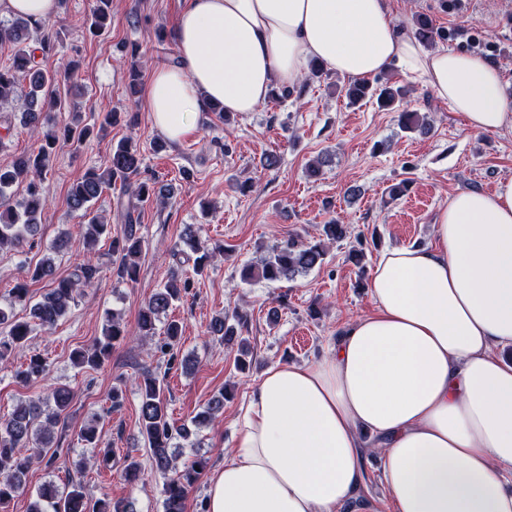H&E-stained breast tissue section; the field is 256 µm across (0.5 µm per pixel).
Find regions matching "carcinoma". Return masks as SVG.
I'll use <instances>...</instances> for the list:
<instances>
[{"label":"carcinoma","mask_w":512,"mask_h":512,"mask_svg":"<svg viewBox=\"0 0 512 512\" xmlns=\"http://www.w3.org/2000/svg\"><path fill=\"white\" fill-rule=\"evenodd\" d=\"M112 0H95L91 11L89 32L101 35L106 29ZM415 35L426 46L431 47L435 39L442 36L433 23L424 16L415 18ZM0 43H10L15 54L9 65L0 67V110L15 95L17 76L28 83L25 109L21 112V123L36 131L45 127V113L62 111L64 102L58 96L56 86L61 80L69 82L77 73L73 62L63 65L59 71L44 69L38 58H45L54 50L55 39L47 22H31L19 18L11 23H0ZM403 90L388 82L372 85L366 81L349 83L346 95L357 104L366 98H376L382 107L392 106L402 96ZM92 134V129L75 124L62 128L46 127L42 132L38 148L18 156L9 168L0 167V248L21 247L25 243L35 244L39 232L38 218L46 203L44 181L48 169V157L59 141L81 142ZM120 184L116 196V209L123 221V229L112 233V225L91 215V203L103 192ZM26 185V197L21 210L12 207L7 195L14 185ZM155 179L142 177V157L139 147L131 140L121 142L107 160L105 168H91L70 187L68 204L72 211L88 218L85 225L86 243L93 245L104 238L109 240V249L116 256L119 280L135 282L139 269L137 258L142 252L144 240L136 235L140 205L151 197L162 198L168 190L157 187ZM348 238L347 228L336 220L321 226L316 239L297 243L288 240L273 246L260 262L241 270L244 282H279L293 280L322 263L329 243H338ZM181 256L176 268L162 288L147 301L140 312L138 329L144 336L156 335V322L175 302L187 296L196 287L199 279L206 275L213 253L201 245L194 231L187 233L183 247L175 250ZM98 274V267L87 262L77 266L73 273L62 277L56 275L54 259L45 256L34 267L27 270L26 279L19 281L10 290L11 302L24 304L29 300V282L46 280L49 288L41 300L29 310L30 320L16 319L12 311L0 308V325L8 331L0 336V359L22 351L32 332V324L47 330L52 329L75 302L77 291L90 285ZM248 317L237 313L232 318L216 316L210 322L209 333L227 345L237 346V366L244 370L249 365L247 358L250 343L243 337ZM182 334V326L174 320L165 325L163 343L159 351L169 356L167 365H178L186 372L194 369L195 363L188 358H178L176 345ZM128 338L126 326L117 314L106 320L102 336L89 349H77L72 353L73 363L82 368L96 369L111 355L112 348ZM49 364L39 353L25 357L16 377L28 383L43 378ZM138 425L141 435L150 450L152 467L164 476L162 488L164 512H185V503L199 475L208 465V460L197 457L191 464L177 466L178 445L190 439V426L196 427L211 422L224 409V392H219L208 405L199 411L191 424H179L168 413L165 396V378L148 374L140 386ZM73 402V393L66 386L55 388L46 400L21 403L14 407L10 416L0 421V506L14 499L25 488L27 473L34 464L44 460L52 448L54 430L64 420ZM79 439L97 449V463L102 470L116 466L112 451L98 448L96 428L87 426L80 430ZM144 471L140 463L126 457L121 465V476L129 483L142 479ZM29 512H137L134 501L108 496L91 498L82 483L69 482L59 486L53 481L41 485L30 503Z\"/></svg>","instance_id":"obj_1"}]
</instances>
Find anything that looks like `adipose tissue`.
<instances>
[{"label":"adipose tissue","instance_id":"ef3b65f1","mask_svg":"<svg viewBox=\"0 0 512 512\" xmlns=\"http://www.w3.org/2000/svg\"><path fill=\"white\" fill-rule=\"evenodd\" d=\"M178 64L154 67L143 97L178 144L211 105L253 112L311 62L348 79L396 66L461 113L471 131L512 130L502 72L429 50L386 0H188ZM436 243L380 255L370 314L312 363L270 365L211 474L206 512H340L369 450L394 512H512V178L461 191Z\"/></svg>","mask_w":512,"mask_h":512}]
</instances>
